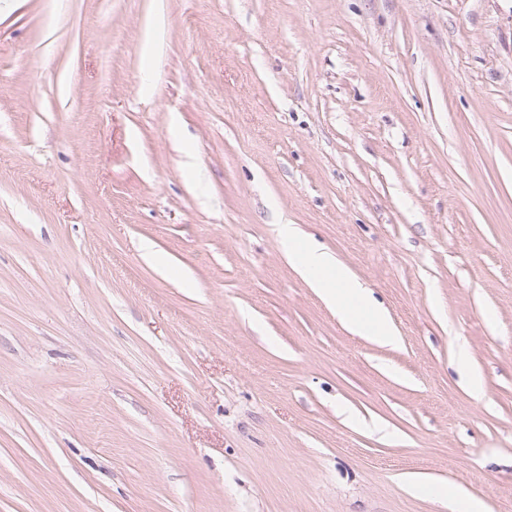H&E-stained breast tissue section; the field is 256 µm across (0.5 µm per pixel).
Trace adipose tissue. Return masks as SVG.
Returning a JSON list of instances; mask_svg holds the SVG:
<instances>
[{
  "label": "adipose tissue",
  "instance_id": "ef3b65f1",
  "mask_svg": "<svg viewBox=\"0 0 512 512\" xmlns=\"http://www.w3.org/2000/svg\"><path fill=\"white\" fill-rule=\"evenodd\" d=\"M278 230L289 258L353 333L394 340L395 331L387 315L369 306L366 289L331 253L299 240L292 225H279Z\"/></svg>",
  "mask_w": 512,
  "mask_h": 512
}]
</instances>
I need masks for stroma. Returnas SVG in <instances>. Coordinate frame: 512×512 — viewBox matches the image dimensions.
<instances>
[{"label": "stroma", "mask_w": 512, "mask_h": 512, "mask_svg": "<svg viewBox=\"0 0 512 512\" xmlns=\"http://www.w3.org/2000/svg\"><path fill=\"white\" fill-rule=\"evenodd\" d=\"M411 476L512 501V0H0V512H449ZM279 234L288 246V256L316 288L322 298L336 308V314L359 336H376L394 341L395 331L387 315L370 308L368 293L350 272L343 268L327 250L298 239L290 224H279Z\"/></svg>", "instance_id": "1"}]
</instances>
